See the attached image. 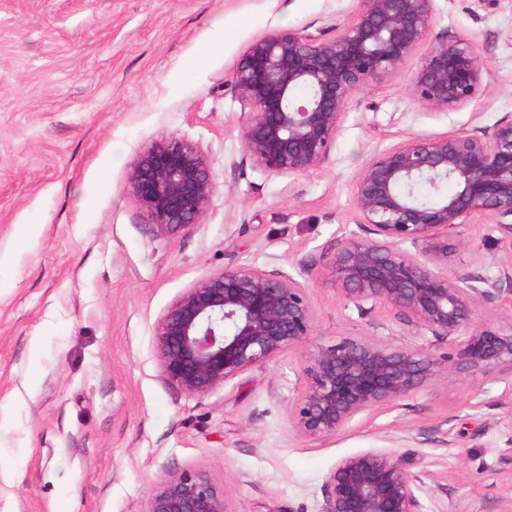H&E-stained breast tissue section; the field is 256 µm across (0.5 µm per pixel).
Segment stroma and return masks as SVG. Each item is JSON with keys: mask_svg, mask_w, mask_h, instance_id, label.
I'll use <instances>...</instances> for the list:
<instances>
[{"mask_svg": "<svg viewBox=\"0 0 512 512\" xmlns=\"http://www.w3.org/2000/svg\"><path fill=\"white\" fill-rule=\"evenodd\" d=\"M358 0H0V512H143L153 484L198 471L235 512H320L337 460L394 447L424 482V512H502L512 380L427 381L326 437L296 425L305 350L290 348L207 397L164 379L159 319L185 289L233 268L306 289L314 344L345 338L448 350L387 306L357 309L326 275L358 232L357 175L411 138L512 120V0H430L429 42L469 40L485 87L436 111L411 82L425 48L356 90L326 163L282 177L247 156L233 68L255 38L317 32ZM175 134L214 177L200 224L157 234L128 173ZM27 236H20V229ZM449 272L495 277L512 239L493 217L454 229Z\"/></svg>", "mask_w": 512, "mask_h": 512, "instance_id": "35a3bbf8", "label": "stroma"}]
</instances>
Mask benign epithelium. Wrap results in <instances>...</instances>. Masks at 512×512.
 Masks as SVG:
<instances>
[{
    "label": "benign epithelium",
    "mask_w": 512,
    "mask_h": 512,
    "mask_svg": "<svg viewBox=\"0 0 512 512\" xmlns=\"http://www.w3.org/2000/svg\"><path fill=\"white\" fill-rule=\"evenodd\" d=\"M429 0H360L335 34L283 30L251 41L234 69V89L248 112L241 138L250 159L276 176L321 168L353 93L373 78L398 71L427 40ZM487 73L467 41L441 40L422 58L412 89L426 106L448 111L478 95ZM456 191L440 195L438 184ZM128 183L155 231L188 230L207 213L213 174L194 143L166 135L130 169ZM360 227L334 251L329 275L344 300L391 307L451 351L343 339L314 345L305 357L306 390L294 408L300 429L328 436L356 416L412 395L444 369L448 375L512 377V314L507 326L479 322V310L512 282L452 275L448 231L468 220L497 218L512 237V121L491 132H452L409 139L382 152L354 185ZM313 335L306 288L283 271L225 268L186 289L160 318L156 352L165 380L205 397ZM500 425L512 432V391L504 394ZM423 482L385 446L339 459L325 485L321 512H423ZM145 512H233L208 476L171 472L157 480Z\"/></svg>",
    "instance_id": "1"
}]
</instances>
